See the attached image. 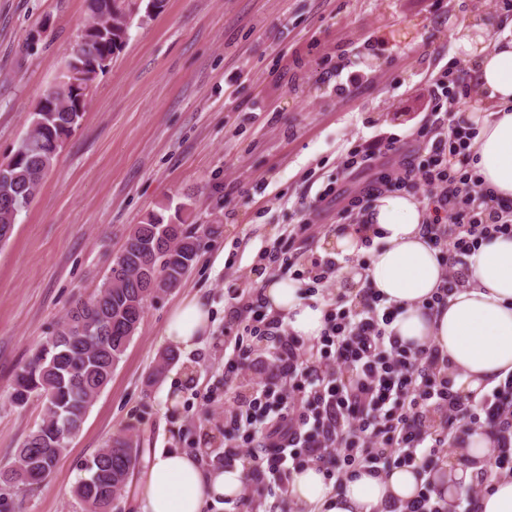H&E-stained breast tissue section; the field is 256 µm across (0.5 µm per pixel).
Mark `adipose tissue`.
<instances>
[{
    "instance_id": "1",
    "label": "adipose tissue",
    "mask_w": 512,
    "mask_h": 512,
    "mask_svg": "<svg viewBox=\"0 0 512 512\" xmlns=\"http://www.w3.org/2000/svg\"><path fill=\"white\" fill-rule=\"evenodd\" d=\"M456 45L472 60L470 81L474 98L494 105L490 116L473 114L479 133L472 154L485 185L512 199V41L484 43L482 26L456 30ZM425 210L404 192L377 198L367 221L379 244L363 249L354 230L336 236L340 274L355 288H374L399 310L391 325L406 343L432 344L448 357L451 387L463 395L481 396L512 372V239L484 242L469 261L466 284L445 307L425 304L441 282L436 252L423 234ZM263 297L270 311L281 316L289 332L304 338L320 336L327 306L304 298L299 283L267 282ZM211 330V312L192 299L170 315L163 340L171 347L191 350ZM491 437L473 430L459 443L452 459L431 477L402 467L378 474L359 471L342 485L330 483L322 468L308 464L292 473L288 495L294 512H389L415 497L431 481L435 497L454 505L458 493L487 469ZM247 470L205 467L200 454L178 448L162 449L150 457L142 491L143 512H203L206 503L240 497Z\"/></svg>"
}]
</instances>
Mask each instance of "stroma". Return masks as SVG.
I'll list each match as a JSON object with an SVG mask.
<instances>
[{"label": "stroma", "instance_id": "35a3bbf8", "mask_svg": "<svg viewBox=\"0 0 512 512\" xmlns=\"http://www.w3.org/2000/svg\"><path fill=\"white\" fill-rule=\"evenodd\" d=\"M86 13L85 0H0V163ZM485 19L491 40L512 39V12L491 0H166L134 18L80 128L0 245V467L44 415L40 400L11 402L16 374L73 301L97 293L129 227L183 203L189 223L219 231L202 235L181 285L148 305L47 480L0 486V512H82L73 496L82 465L121 430L149 455L223 447L224 398L238 386L225 367L234 311L254 301L262 276L289 277L280 264L261 267L262 252L308 217L297 263L324 255L337 218L317 192L336 181L350 194L365 186L360 173L337 180L341 158L375 134L409 138L442 71L454 62L470 76L455 29ZM192 296L207 301L212 332L146 388L166 320ZM168 390L179 398L171 412Z\"/></svg>", "mask_w": 512, "mask_h": 512}]
</instances>
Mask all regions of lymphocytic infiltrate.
I'll return each mask as SVG.
<instances>
[{"mask_svg": "<svg viewBox=\"0 0 512 512\" xmlns=\"http://www.w3.org/2000/svg\"><path fill=\"white\" fill-rule=\"evenodd\" d=\"M467 91L448 67L432 92L435 118L412 142L377 136L349 150L341 174L370 173L354 195L327 188L319 203H339L340 218L352 220L364 246L372 239L363 214L382 192L424 187V230L437 250L443 276L431 305L443 306L462 288L461 269L490 237H512V200L484 186L471 167L469 148L477 135L461 105ZM269 262L288 267L309 295L325 288L332 259L316 256L297 267L290 248L266 250ZM395 308L373 289L350 303H337L306 353L301 337L287 333L280 317L246 306L243 331L273 345L272 375L241 389L224 414L227 462L253 458L254 486L239 498L277 496L292 472L309 461L343 479L358 469L390 467L429 471L446 455L457 424L489 430L488 452L497 472L512 474V375L481 397L452 391L448 363L432 345L411 347L392 335Z\"/></svg>", "mask_w": 512, "mask_h": 512, "instance_id": "1", "label": "lymphocytic infiltrate"}]
</instances>
